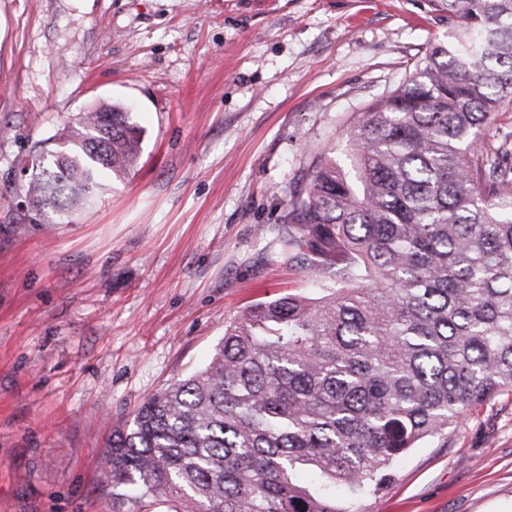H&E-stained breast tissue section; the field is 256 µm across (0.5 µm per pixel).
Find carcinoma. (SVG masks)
Masks as SVG:
<instances>
[{
    "instance_id": "cac0c4a2",
    "label": "carcinoma",
    "mask_w": 512,
    "mask_h": 512,
    "mask_svg": "<svg viewBox=\"0 0 512 512\" xmlns=\"http://www.w3.org/2000/svg\"><path fill=\"white\" fill-rule=\"evenodd\" d=\"M448 17L464 27L353 117L350 168L324 156L289 201L320 296L225 322L205 368L112 432V512H348L336 487L383 491L397 457L512 389V151L480 141L512 108V0H448ZM142 142L123 107L78 114L26 195L89 209Z\"/></svg>"
}]
</instances>
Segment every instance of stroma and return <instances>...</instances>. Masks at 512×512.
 <instances>
[{
	"label": "stroma",
	"instance_id": "35a3bbf8",
	"mask_svg": "<svg viewBox=\"0 0 512 512\" xmlns=\"http://www.w3.org/2000/svg\"><path fill=\"white\" fill-rule=\"evenodd\" d=\"M439 0H0V512H112L101 455L252 304L311 294L288 202L353 112L448 38ZM132 107L134 173L31 209L66 120ZM353 512H512V391Z\"/></svg>",
	"mask_w": 512,
	"mask_h": 512
}]
</instances>
